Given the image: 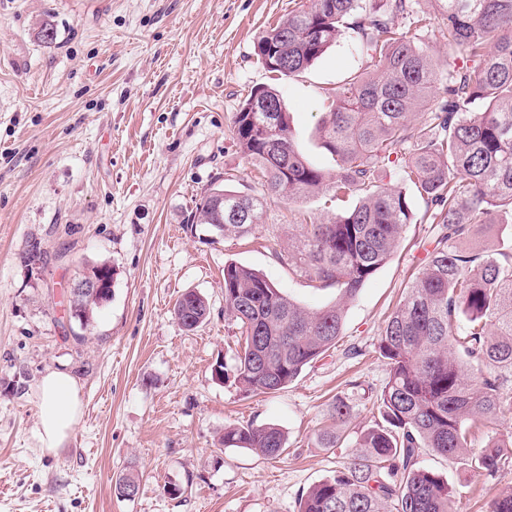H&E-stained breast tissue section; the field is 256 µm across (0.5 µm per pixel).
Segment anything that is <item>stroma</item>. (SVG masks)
Instances as JSON below:
<instances>
[{"label": "stroma", "mask_w": 512, "mask_h": 512, "mask_svg": "<svg viewBox=\"0 0 512 512\" xmlns=\"http://www.w3.org/2000/svg\"><path fill=\"white\" fill-rule=\"evenodd\" d=\"M296 3L0 0V512H297L343 454L320 440L335 398L352 405L347 432L377 423L380 333L435 234L418 196L399 249L348 305L323 357L274 394L212 376L241 340L224 310L225 262L311 309L336 298L276 254L300 236L302 217H334L356 195L271 200L263 226L241 239L187 222L214 185L263 191L232 134L252 88L276 85L299 148L336 169L317 123L367 61L349 30L302 74L267 72L257 40ZM103 260L112 298L85 327L64 314L66 286ZM188 291L210 306L191 331L173 314ZM56 368L76 380L83 416L51 452L36 439L37 388ZM269 423L287 438L278 457L220 442L225 427ZM420 462L447 481L456 512H485L505 486L428 453ZM128 474L139 491L123 500L113 486Z\"/></svg>", "instance_id": "stroma-1"}]
</instances>
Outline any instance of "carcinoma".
I'll use <instances>...</instances> for the list:
<instances>
[{
    "instance_id": "1",
    "label": "carcinoma",
    "mask_w": 512,
    "mask_h": 512,
    "mask_svg": "<svg viewBox=\"0 0 512 512\" xmlns=\"http://www.w3.org/2000/svg\"><path fill=\"white\" fill-rule=\"evenodd\" d=\"M381 0H305L259 37L258 61L278 78L304 72L351 29L368 71L348 76L319 123L321 146L336 174L310 164L294 143L278 90L250 92L270 112H237L233 134L243 155L266 177L260 196L210 190L191 217L217 220L224 196V237L242 238L264 224L270 199L317 194L359 196L350 210L301 225L287 259L336 300L309 310L259 271L224 264V310L240 324L233 379L245 393L271 394L297 379L341 335L347 304L385 265L413 223L411 198L379 183L393 164L402 180L437 208L438 231L427 263L407 284L380 334L387 378L374 406L382 423L348 439L334 475L301 495L298 512H454L448 483L422 466L424 448L484 476L512 473V433L474 447L475 428L512 413V250L461 247L475 228L512 218V0H432L452 53L430 56L415 37L389 25ZM395 12L415 29L432 20L412 0ZM426 113L416 125L412 117ZM95 301H76L72 318L89 325ZM210 314L202 297L180 296L184 309ZM349 402L336 398L329 418L346 424ZM221 444L277 457L286 444L273 424L229 426ZM487 512H512V483Z\"/></svg>"
}]
</instances>
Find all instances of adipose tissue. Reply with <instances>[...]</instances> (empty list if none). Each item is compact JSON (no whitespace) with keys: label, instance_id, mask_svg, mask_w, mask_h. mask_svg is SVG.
I'll use <instances>...</instances> for the list:
<instances>
[{"label":"adipose tissue","instance_id":"1","mask_svg":"<svg viewBox=\"0 0 512 512\" xmlns=\"http://www.w3.org/2000/svg\"><path fill=\"white\" fill-rule=\"evenodd\" d=\"M41 447L53 451L68 440L82 415L79 389L72 375L61 369L48 371L38 387Z\"/></svg>","mask_w":512,"mask_h":512}]
</instances>
